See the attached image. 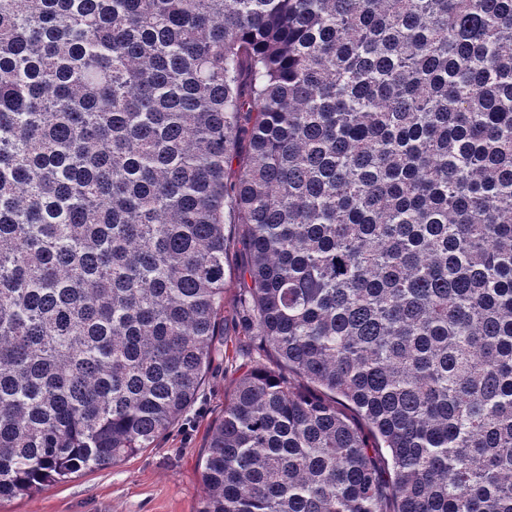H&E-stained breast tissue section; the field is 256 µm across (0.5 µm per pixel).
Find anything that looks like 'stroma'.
<instances>
[{
	"label": "stroma",
	"mask_w": 512,
	"mask_h": 512,
	"mask_svg": "<svg viewBox=\"0 0 512 512\" xmlns=\"http://www.w3.org/2000/svg\"><path fill=\"white\" fill-rule=\"evenodd\" d=\"M238 375L217 359L194 404L154 447L2 503L0 512H197L203 490L196 459Z\"/></svg>",
	"instance_id": "stroma-1"
}]
</instances>
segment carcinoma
<instances>
[{
	"label": "carcinoma",
	"instance_id": "cac0c4a2",
	"mask_svg": "<svg viewBox=\"0 0 512 512\" xmlns=\"http://www.w3.org/2000/svg\"><path fill=\"white\" fill-rule=\"evenodd\" d=\"M265 348L199 512H512V0H0V501ZM237 265V258L233 250L228 253L226 279L224 290V337L228 340L231 349L232 343H237L242 348L251 347V342L247 336L239 335V326L235 317V307L237 298V288L234 283V272Z\"/></svg>",
	"mask_w": 512,
	"mask_h": 512
}]
</instances>
